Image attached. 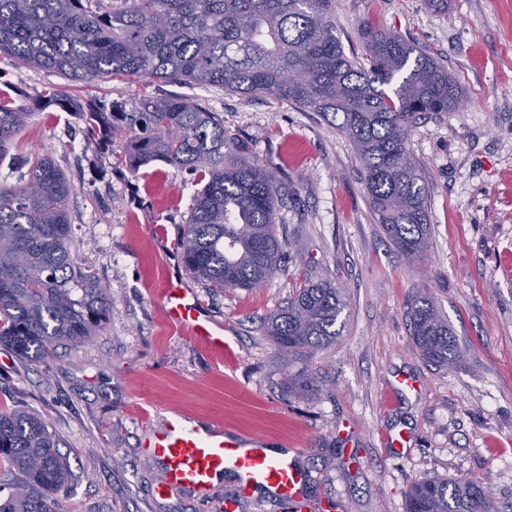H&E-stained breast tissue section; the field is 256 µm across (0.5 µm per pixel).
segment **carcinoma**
Here are the masks:
<instances>
[{
	"label": "carcinoma",
	"mask_w": 512,
	"mask_h": 512,
	"mask_svg": "<svg viewBox=\"0 0 512 512\" xmlns=\"http://www.w3.org/2000/svg\"><path fill=\"white\" fill-rule=\"evenodd\" d=\"M104 10L98 0H0V55L75 82L116 74L270 95L318 113L353 143L370 206L397 252L430 248L428 190L408 148L427 115L451 112L464 95L432 56L390 31L361 29L365 58L348 56L331 22L334 0H127ZM50 101L73 112L86 140L107 150L111 167L137 175L155 162L198 175L182 231L186 270L211 288H260L279 270L284 241L275 216L288 190L245 156L224 120L177 95L80 105L59 90ZM32 113L0 92V156ZM124 138L120 149L113 148ZM239 156L224 161V150ZM75 188L50 156L29 178L0 183V346L39 361L76 347L107 323L112 299L77 263L69 200ZM345 308L329 279L307 278L265 321L281 357L302 366L288 392L307 395L318 376L308 359L336 340ZM421 355L444 368L463 357L448 320L425 294L408 302ZM0 464L17 480L0 485V512H60L57 492L72 480L55 436L37 413L0 409ZM481 483L421 480L406 512H493Z\"/></svg>",
	"instance_id": "1"
}]
</instances>
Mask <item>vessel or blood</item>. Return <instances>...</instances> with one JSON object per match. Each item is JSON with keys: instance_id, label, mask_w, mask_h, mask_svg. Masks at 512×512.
<instances>
[{"instance_id": "obj_1", "label": "vessel or blood", "mask_w": 512, "mask_h": 512, "mask_svg": "<svg viewBox=\"0 0 512 512\" xmlns=\"http://www.w3.org/2000/svg\"><path fill=\"white\" fill-rule=\"evenodd\" d=\"M147 235L168 252L180 248V236L170 225H146ZM162 308L171 325L187 328L190 336L209 352L221 356L230 347L222 332L217 331L200 312L198 298L193 297L182 279L167 285ZM147 444L166 470L165 489L205 490L215 478L234 473L241 491L262 486L291 501H298L303 475L291 454L273 458L257 440L226 433L221 423L200 430L173 420L164 428L151 432Z\"/></svg>"}]
</instances>
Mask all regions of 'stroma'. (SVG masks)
I'll return each mask as SVG.
<instances>
[{
    "instance_id": "obj_1",
    "label": "stroma",
    "mask_w": 512,
    "mask_h": 512,
    "mask_svg": "<svg viewBox=\"0 0 512 512\" xmlns=\"http://www.w3.org/2000/svg\"><path fill=\"white\" fill-rule=\"evenodd\" d=\"M346 53L362 56L361 24L392 31L434 56L462 85L454 111L422 121L409 149L429 189L432 247L398 254L372 212L351 142L317 113L267 95L217 87L115 79L75 83L0 55V90L33 106L30 124L0 158V181L24 182L30 159L50 155L74 183L78 261L105 286L112 313L75 349L32 362L0 348V407L41 415L74 473L62 512H405L411 485L448 478L491 483L512 512V0H335ZM61 89L135 104L178 94L224 119V128L293 189L276 223L280 271L254 290L185 284L232 350L216 358L169 325L160 308L172 262L148 224L182 226L194 175L157 162L131 176L97 159L74 113L47 103ZM329 277L346 307L334 343L309 366L314 394L288 393V364L264 333L303 277ZM427 293L464 349L452 369L427 363L411 336L407 302ZM417 390L402 394L396 375ZM291 448L310 474L306 505L257 491L233 475L206 490L158 496L161 461L144 445L171 415ZM408 437L390 448V435Z\"/></svg>"
}]
</instances>
